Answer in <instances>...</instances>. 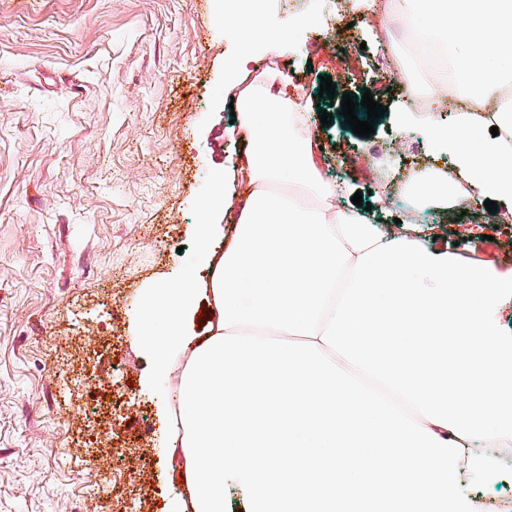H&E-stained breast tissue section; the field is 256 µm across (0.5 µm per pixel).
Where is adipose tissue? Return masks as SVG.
Returning a JSON list of instances; mask_svg holds the SVG:
<instances>
[{"label": "adipose tissue", "mask_w": 512, "mask_h": 512, "mask_svg": "<svg viewBox=\"0 0 512 512\" xmlns=\"http://www.w3.org/2000/svg\"><path fill=\"white\" fill-rule=\"evenodd\" d=\"M373 3L378 25L403 12L443 57L426 87L409 76L404 86L415 97L452 89L457 119L439 126L424 104L418 121L455 158L474 207L489 199L512 214V0ZM234 22L246 38L229 78L248 135L234 234L218 255L201 224L207 288H191L186 271L138 314L159 372L187 358L171 387L187 490L175 510L226 512L230 481L241 512H470L456 461L489 491L493 449L512 446V274L343 207L319 171L318 136L299 123L307 96L248 68L288 37L250 0H237ZM279 182L288 191H272ZM407 200L457 207L430 174ZM201 295L212 317L196 337L187 323Z\"/></svg>", "instance_id": "1"}]
</instances>
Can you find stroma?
<instances>
[{
	"instance_id": "stroma-1",
	"label": "stroma",
	"mask_w": 512,
	"mask_h": 512,
	"mask_svg": "<svg viewBox=\"0 0 512 512\" xmlns=\"http://www.w3.org/2000/svg\"><path fill=\"white\" fill-rule=\"evenodd\" d=\"M270 5L269 23L286 31L301 12L342 19L258 54L332 113L318 131L326 180L375 205L390 192L382 171L453 167L421 128L400 125L413 106L367 24L369 0ZM238 49L224 0H0V512H116L121 500L172 512L184 494L167 396L178 368L155 373L135 316L147 290L193 262L202 197L244 148L227 89ZM326 75L336 99L318 95ZM367 90L387 111L365 138L339 96ZM379 218L434 225L448 244L512 268V233L492 214L489 244L458 235L467 214L412 216L394 201ZM125 447L137 457L103 488Z\"/></svg>"
}]
</instances>
